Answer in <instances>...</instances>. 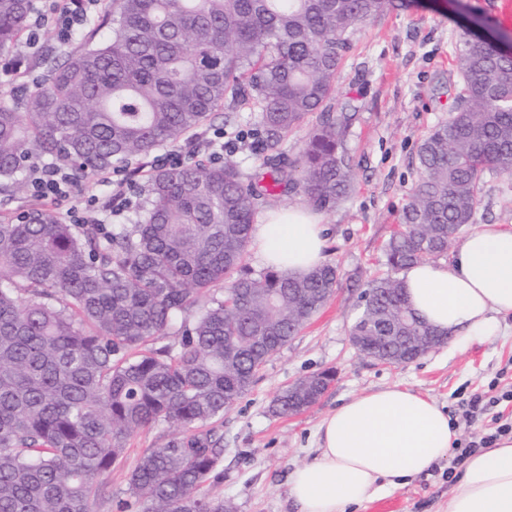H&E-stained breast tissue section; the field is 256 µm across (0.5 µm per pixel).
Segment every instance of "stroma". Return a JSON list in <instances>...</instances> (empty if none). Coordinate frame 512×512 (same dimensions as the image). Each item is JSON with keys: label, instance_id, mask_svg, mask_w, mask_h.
<instances>
[{"label": "stroma", "instance_id": "stroma-1", "mask_svg": "<svg viewBox=\"0 0 512 512\" xmlns=\"http://www.w3.org/2000/svg\"><path fill=\"white\" fill-rule=\"evenodd\" d=\"M498 2L407 0L352 35L330 105L332 111L357 115L347 141L353 188L335 209L322 214L325 259L338 265L339 284L326 306L270 358L252 390L217 425L224 435V480L213 491L230 501L234 512H298L288 478L318 455V427L324 416L351 397L402 385L435 400L463 440L490 423L461 425L458 402L477 392L492 396L512 385L511 316L502 320L497 335L461 344L449 341L400 366L361 356L349 335L417 180L419 146L434 127L448 120L455 105L462 78L454 58L465 32L512 33V22L496 18ZM33 60L21 41L0 55V98L20 99L27 87L46 78L45 68L35 67ZM218 131L235 143L225 150V158L244 173H254L265 156L255 114L245 107L224 109L199 135L209 138ZM150 166V161L134 160L125 168L133 187L120 213L108 212L116 188L99 174L75 180L68 205L56 211L65 214L72 205L85 221L135 223L147 189L143 171ZM474 222L512 225V176L487 174ZM325 369L334 370L335 380L315 406L296 415L272 413L283 389ZM171 432L162 423L130 438L122 463L107 476L112 497L97 504L96 512H120L128 498V476L140 456ZM460 470L454 460L440 462L358 512H447L452 488L448 476Z\"/></svg>", "mask_w": 512, "mask_h": 512}]
</instances>
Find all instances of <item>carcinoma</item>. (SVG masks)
<instances>
[{"label": "carcinoma", "mask_w": 512, "mask_h": 512, "mask_svg": "<svg viewBox=\"0 0 512 512\" xmlns=\"http://www.w3.org/2000/svg\"><path fill=\"white\" fill-rule=\"evenodd\" d=\"M397 0H112L74 34L83 49L35 60L49 79L22 107L0 99V194L29 191L36 157L79 176L189 140L229 101L257 114L271 155L244 177L198 161L151 173L138 224H69L39 202L0 224V512H94L127 439L178 433L138 460L137 512H233L205 488L224 478L215 423L327 304L332 263L294 276L246 264L259 207L296 192L321 210L350 193V112L328 106L349 38ZM33 0H0V53ZM448 121L417 154V181L350 335L394 365L442 338L406 302V267L448 255L484 176L512 175V54L465 33ZM296 156L279 152L301 129ZM174 335L178 348L156 346ZM328 369L297 380L272 412L312 408Z\"/></svg>", "instance_id": "1"}]
</instances>
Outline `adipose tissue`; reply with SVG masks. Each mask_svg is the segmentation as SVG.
<instances>
[{
	"label": "adipose tissue",
	"mask_w": 512,
	"mask_h": 512,
	"mask_svg": "<svg viewBox=\"0 0 512 512\" xmlns=\"http://www.w3.org/2000/svg\"><path fill=\"white\" fill-rule=\"evenodd\" d=\"M254 243L267 265L293 275L325 259L321 217L308 208L264 218ZM401 279L411 307L452 341L496 335L512 315V228L480 225L448 265L417 263ZM319 431L318 456L289 482L299 512H350L447 459L456 437L436 401L398 385L344 401ZM448 512H512V436L465 460Z\"/></svg>",
	"instance_id": "obj_1"
}]
</instances>
